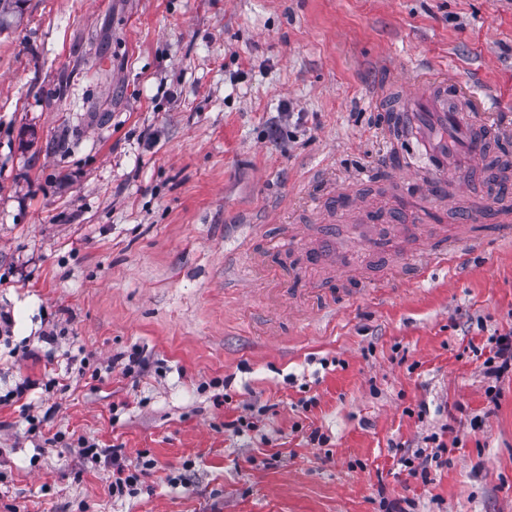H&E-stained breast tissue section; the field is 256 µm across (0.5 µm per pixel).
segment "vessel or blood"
<instances>
[{
  "label": "vessel or blood",
  "instance_id": "obj_1",
  "mask_svg": "<svg viewBox=\"0 0 512 512\" xmlns=\"http://www.w3.org/2000/svg\"><path fill=\"white\" fill-rule=\"evenodd\" d=\"M484 110L478 93L464 91L445 78L421 77L403 86L397 116L406 140L417 143L425 159L420 173H404L406 192H418L428 205L444 201L447 193L468 191L471 175L486 169L485 143L500 135L497 124L484 118ZM318 237L319 261L342 264L345 251L336 239L335 226H321ZM356 244L371 256L388 253L386 237L373 224L359 226Z\"/></svg>",
  "mask_w": 512,
  "mask_h": 512
}]
</instances>
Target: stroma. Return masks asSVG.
Wrapping results in <instances>:
<instances>
[{
  "label": "stroma",
  "instance_id": "obj_1",
  "mask_svg": "<svg viewBox=\"0 0 512 512\" xmlns=\"http://www.w3.org/2000/svg\"><path fill=\"white\" fill-rule=\"evenodd\" d=\"M22 12L0 31V395L37 387L0 405V512H512V378L484 366L512 336V237L475 222L465 265L421 278L398 254L340 273L311 241L273 248L321 224L351 245L372 211L415 223L400 171L419 155L382 128L397 77L490 93L512 160V0ZM321 176L365 210L318 198ZM486 199L434 204L411 251ZM135 347L151 367L127 377L112 362ZM82 438L156 466L114 498ZM438 441L429 482L401 468Z\"/></svg>",
  "mask_w": 512,
  "mask_h": 512
}]
</instances>
